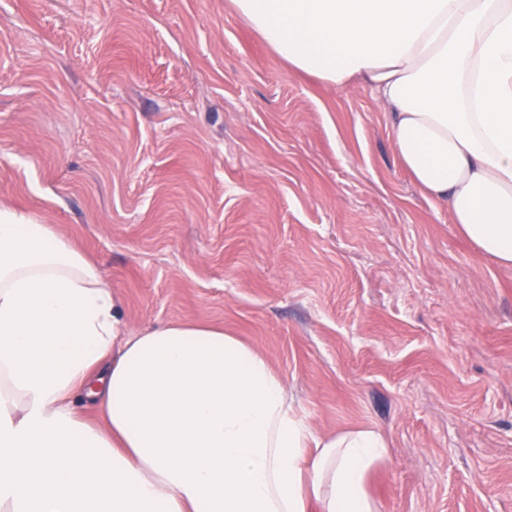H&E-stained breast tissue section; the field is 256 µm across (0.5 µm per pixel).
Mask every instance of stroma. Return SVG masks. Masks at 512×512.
Masks as SVG:
<instances>
[{"label": "stroma", "instance_id": "1", "mask_svg": "<svg viewBox=\"0 0 512 512\" xmlns=\"http://www.w3.org/2000/svg\"><path fill=\"white\" fill-rule=\"evenodd\" d=\"M0 206L129 330L223 327L316 433L380 431V512H512V268L400 167L369 87L288 67L233 0H0Z\"/></svg>", "mask_w": 512, "mask_h": 512}]
</instances>
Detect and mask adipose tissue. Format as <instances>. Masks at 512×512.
Segmentation results:
<instances>
[{
    "label": "adipose tissue",
    "mask_w": 512,
    "mask_h": 512,
    "mask_svg": "<svg viewBox=\"0 0 512 512\" xmlns=\"http://www.w3.org/2000/svg\"><path fill=\"white\" fill-rule=\"evenodd\" d=\"M234 2L293 69L370 86L413 182L512 267V0ZM387 448L317 434L221 328L128 333L68 240L0 207V512H379L366 477Z\"/></svg>",
    "instance_id": "adipose-tissue-1"
}]
</instances>
